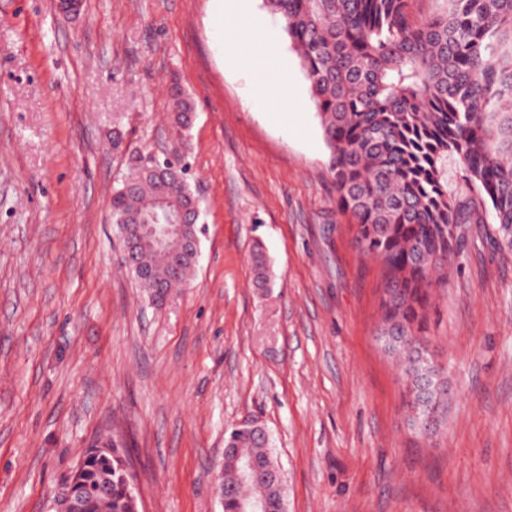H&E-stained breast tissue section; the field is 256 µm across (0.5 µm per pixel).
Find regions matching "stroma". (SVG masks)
Here are the masks:
<instances>
[{
    "label": "stroma",
    "instance_id": "obj_1",
    "mask_svg": "<svg viewBox=\"0 0 512 512\" xmlns=\"http://www.w3.org/2000/svg\"><path fill=\"white\" fill-rule=\"evenodd\" d=\"M224 3L83 0L66 14L0 0V512H52L107 439L128 450L143 512H224V440L251 420L287 512H512V250L469 225L429 315L447 418L416 436L377 339L381 269L336 207L283 21L248 0L298 112L258 97L245 48L217 25ZM176 81L195 104L185 134ZM138 152L184 161L204 209L196 273L161 307L112 224ZM251 255L256 286L262 290L263 294H265L267 293L268 288H270L271 275L268 267V260L261 243L255 242Z\"/></svg>",
    "mask_w": 512,
    "mask_h": 512
}]
</instances>
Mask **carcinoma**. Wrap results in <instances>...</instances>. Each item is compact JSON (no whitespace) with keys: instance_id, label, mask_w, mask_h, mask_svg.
Here are the masks:
<instances>
[{"instance_id":"cac0c4a2","label":"carcinoma","mask_w":512,"mask_h":512,"mask_svg":"<svg viewBox=\"0 0 512 512\" xmlns=\"http://www.w3.org/2000/svg\"><path fill=\"white\" fill-rule=\"evenodd\" d=\"M264 0L284 23L309 84L330 151L337 208L357 224L356 246L383 273L379 336L399 357L403 406L413 428L433 434L448 408L446 368L433 357L427 312L455 249L453 228L472 223L466 204L448 185L447 163L491 206L499 243L512 250V0ZM177 130L192 125L193 103L173 87ZM200 223L199 199L178 159L150 163L139 154L112 193V223L120 237L157 210L160 201ZM198 257L180 240L165 250H132L133 276L153 305L175 297ZM262 293L271 275L264 248H252ZM257 468L240 482L238 459ZM73 492L84 512H140L127 482V451L112 445L85 450ZM276 462L263 426L232 429L224 448V512L260 499L267 512H285L284 491L273 481Z\"/></svg>"}]
</instances>
